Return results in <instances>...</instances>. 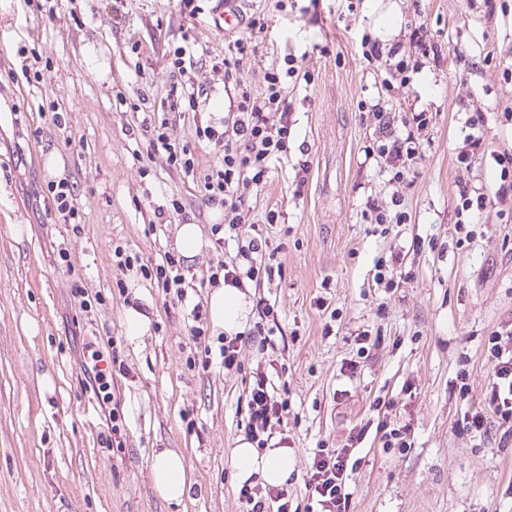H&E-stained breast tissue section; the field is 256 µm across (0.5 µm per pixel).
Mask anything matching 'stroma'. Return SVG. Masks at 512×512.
Segmentation results:
<instances>
[{
    "mask_svg": "<svg viewBox=\"0 0 512 512\" xmlns=\"http://www.w3.org/2000/svg\"><path fill=\"white\" fill-rule=\"evenodd\" d=\"M500 3L491 22L483 0H319L315 7L288 0L282 11L274 0H247L245 14L263 15L266 29L243 80L259 90L288 54L311 80L288 95L287 160L244 212L249 224L279 214L270 238L283 275L264 287L280 309L279 329L265 346L243 341L240 369L204 371L186 363L184 309L139 270L118 271L112 249L154 264L175 252L180 225H199L203 248L184 273L204 300L219 259L236 255L234 240L220 254L210 241L223 209L183 172L149 157L138 131L167 99L164 61L184 37L205 59L223 58L215 0H198L190 22L174 0H128L117 25L101 19L110 0H0V512H242L233 452L246 424L244 389L259 366L288 401L283 428L294 470L287 489L298 512L311 505L305 475L314 450L340 447L356 423H377L388 399L410 426L412 446L365 440L347 482L350 512H512V444L454 429L461 412L483 403L489 336L512 328V200L473 217L476 233L464 247L454 232L460 187L474 195L494 188L500 169L491 153L512 150V0ZM386 18L396 42L412 23L425 24L442 64L423 63L410 84L383 89L385 67L362 58L360 39L366 31L380 35ZM21 47L43 66L40 84L8 78ZM195 79L205 82L206 101L167 118L208 165L220 151L196 142L195 127L222 117L228 99L222 74L209 81L199 71ZM378 104L430 116L411 185L394 181L376 152ZM52 107L65 128L46 117ZM477 113L490 151L458 162L465 122ZM63 177L75 187L77 231L47 214L46 184ZM396 195L407 221L380 235L364 216L365 202L386 207ZM174 197L182 212L154 225V208ZM416 238L423 249L413 254ZM393 250L405 260L398 288L386 293L373 281L374 261ZM76 285L102 303L80 309ZM132 306L151 319L138 341L124 323ZM364 331L381 344L351 375L342 364L355 357L354 338ZM107 336L126 367L113 376L123 438L112 448L81 370L84 342ZM463 358L472 370L464 399L456 386ZM45 373L53 392L40 389ZM162 448L183 454L191 473L192 491L177 509L152 486L151 458Z\"/></svg>",
    "mask_w": 512,
    "mask_h": 512,
    "instance_id": "35a3bbf8",
    "label": "stroma"
}]
</instances>
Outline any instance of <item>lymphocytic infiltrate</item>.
<instances>
[{"label": "lymphocytic infiltrate", "instance_id": "lymphocytic-infiltrate-1", "mask_svg": "<svg viewBox=\"0 0 512 512\" xmlns=\"http://www.w3.org/2000/svg\"><path fill=\"white\" fill-rule=\"evenodd\" d=\"M264 28L263 17L250 16L244 29L233 32L229 37L221 63L211 67L212 72L224 74L228 109L222 119L196 127L195 136L197 140L222 149L220 163L202 165L191 143L172 136L168 120L148 121L144 129L151 153L162 155L169 168L199 176L205 200L223 207V223L211 228L213 247L215 251H223L224 234L231 230L238 241L237 254L230 261H219L211 277L242 291L254 288V315L247 328L240 333L222 336L219 349H211L203 325L204 305L199 301L191 302L190 284L181 260L168 253L161 262L148 266L143 264L138 254L122 246H115L112 250V263L118 270L139 268L142 277L161 289L164 295L177 303L189 305L191 325L188 333L195 347L189 364L205 370L215 362L227 371L238 368L243 339L266 342L278 327L276 305L261 293L266 282L283 273L278 250L272 247L266 231L267 225L277 223L278 216L268 213L265 224L260 225L243 222L241 213L252 192L265 184L272 163L288 153L292 130L288 82L299 78L301 68L294 58H284L281 66L265 72L264 87L257 93L240 79L243 63L258 52L256 36ZM361 49L366 61L384 63L388 74L404 84L410 81V63L414 55L425 58L440 55L421 24L412 25L407 42L389 47L370 34H363ZM375 119L380 133L377 153L390 163L397 182L413 181L420 156L417 135L429 124L427 114L396 113L380 107L375 112ZM494 160L500 168L499 185L492 193L475 196L467 189H460L459 210L480 212L495 201L512 196V153H497ZM84 349L87 356L84 372L91 376L99 403L108 406L113 419L109 439L119 442L122 438L121 414L111 405L110 380L116 358L104 354L92 342L85 343ZM488 352L491 379L486 388L484 406L465 413L456 421L455 428L482 433L495 429L500 433V444L506 445L512 443V331L493 332L488 338ZM245 403V440L257 443L261 448L272 439L277 440L279 446H287V437H276L275 432L288 413V402L271 392L270 379L264 369L255 370L253 381L246 390ZM370 433L375 434L386 448L403 449L411 445L409 426L397 425L391 415L386 414L378 420L375 430H368L361 424L354 426L342 447L318 449L306 473L305 486L316 496L320 512H349L347 481L357 466L354 453ZM238 501L245 512H291L287 489L264 486L252 480L243 483Z\"/></svg>", "mask_w": 512, "mask_h": 512}]
</instances>
